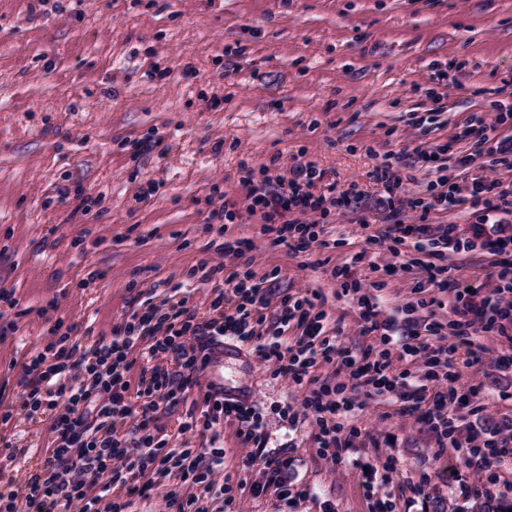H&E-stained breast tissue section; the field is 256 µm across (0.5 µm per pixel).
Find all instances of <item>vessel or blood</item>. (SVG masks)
I'll use <instances>...</instances> for the list:
<instances>
[{
  "mask_svg": "<svg viewBox=\"0 0 512 512\" xmlns=\"http://www.w3.org/2000/svg\"><path fill=\"white\" fill-rule=\"evenodd\" d=\"M247 366V361L234 345L221 343L212 346L206 363L207 391L230 402H247L250 389L241 378Z\"/></svg>",
  "mask_w": 512,
  "mask_h": 512,
  "instance_id": "vessel-or-blood-1",
  "label": "vessel or blood"
}]
</instances>
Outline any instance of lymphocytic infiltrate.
Listing matches in <instances>:
<instances>
[{"label": "lymphocytic infiltrate", "instance_id": "obj_1", "mask_svg": "<svg viewBox=\"0 0 512 512\" xmlns=\"http://www.w3.org/2000/svg\"><path fill=\"white\" fill-rule=\"evenodd\" d=\"M503 120L499 113L493 122L499 124ZM490 123L482 117L471 118L458 134L459 139L472 143L471 153L458 158L459 167L470 168L478 157L487 161L485 175L473 178L466 187L442 176L429 184L427 197L401 200L397 197L401 176L386 167L373 170L371 178L389 212L382 230L369 236L368 244L388 246L394 253L408 247L428 257L420 265L422 275L415 285L420 298L405 307L404 321L382 316L376 298L362 297V333L378 339L376 348L361 358H352L339 345L344 333L342 325L327 326L325 313L316 311L314 299L306 295L281 296L278 314L267 319L265 311L273 296L271 283L278 278V271L255 279L251 269L252 242H225L223 250L234 256L236 266L228 271L219 262L204 272V281L220 283L207 315H199L183 299L166 308L150 306L131 315L114 329L110 341H98L91 350L63 345L54 353L31 356L23 364V408L55 411L62 402L67 411L58 414L52 425L53 439L41 468L8 496L0 495V512H102L98 509L100 498L93 495L92 489L99 485L107 491L115 484L125 486L127 497L111 501L103 512H127L129 496L144 493L140 480L148 475L162 479L173 476L234 501V486H218L212 479L214 468L224 463L223 449H211L204 457L194 448H166L155 437L160 405H176L185 400L206 363L207 345L227 336L256 340L258 355L271 363L274 373L297 385L322 363L347 373L352 384L392 393L406 388L410 366L429 365L439 357L451 371L460 364L512 368L511 353L492 352L485 343L490 336L512 335V226L498 220L499 214L512 211V189L504 188L496 176L498 166L512 164V137H489ZM320 177L310 163L293 167L289 178L280 177L273 183L243 177L246 193L242 210L222 206L212 210L209 217L226 225L236 223L240 211L262 212L264 231L271 234L272 246L291 254L307 251L323 233L321 219L328 215L330 207L350 202L349 192L337 191L332 184L325 192L314 193ZM464 202L477 215L473 236L460 237L453 224L430 229L431 213ZM405 207L415 212V223L403 222L401 210ZM295 210L311 215V222H288V213ZM476 250L490 256L491 270L483 281L468 287L457 281L445 260L451 252ZM432 288L452 294L448 308L452 336L449 344L441 347L434 343L440 324L423 323L416 316L417 311L435 305V298L428 295ZM400 323L405 324L409 341L403 344L397 359L406 368L396 373L389 347ZM292 330L297 336L289 345L285 338ZM138 346L146 356L145 365L139 368L129 358L131 350ZM134 369L139 376L133 386L128 375ZM418 381V394L402 408V415L416 417L432 429L439 448L463 450L468 465L488 475L484 485H463L460 493L489 498L502 486L511 491L512 483H501L500 473L512 464V427L487 433L461 423L462 410L474 415L483 410L482 385L473 384L459 391L438 385L431 373L419 376ZM330 392V387H320L302 400L300 409H287L284 417L294 427L314 420V441L319 452L339 459L353 448L360 434L359 428L342 422L341 417L354 414L358 406L347 398L332 400ZM201 404L200 413H188L183 431L203 432L220 421L235 420L241 424L244 442L258 441L260 420L252 408L208 393ZM132 415L138 418L140 436L130 445L121 439L118 425ZM260 462L266 481L252 485L251 494L258 496L275 489L276 512H291L305 492L288 483L290 458L279 454L261 457Z\"/></svg>", "mask_w": 512, "mask_h": 512}]
</instances>
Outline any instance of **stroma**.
Returning <instances> with one entry per match:
<instances>
[{
  "label": "stroma",
  "instance_id": "35a3bbf8",
  "mask_svg": "<svg viewBox=\"0 0 512 512\" xmlns=\"http://www.w3.org/2000/svg\"><path fill=\"white\" fill-rule=\"evenodd\" d=\"M455 74V83L441 80ZM512 0H0V494L35 473L52 434L51 413L21 410L20 364L54 343L55 323L90 349L148 305L188 298L207 314L211 284L192 268L215 262L225 238L256 246L253 271L279 269L277 294L317 292V310L341 323V343L361 355L358 298L342 295L332 267L352 263L386 204L370 174L391 165L399 195L423 196L435 174L415 146H448L474 113L505 112L512 94ZM161 140L164 157L134 155L132 143ZM313 163L325 183L356 188L351 204L324 221L329 249L292 256L262 235L261 213L243 214L226 234L208 225L212 193L241 201L244 169L270 176ZM157 192L148 193L149 184ZM68 197H61V190ZM97 196L76 212L74 192ZM254 357L246 379L260 416L259 444L244 443L238 422L182 432L191 401L161 407L168 447L220 448L216 483L261 481L246 461L288 454L289 484L305 489L294 512H478L481 501L451 488L486 475L462 453L438 454L428 428L399 414L401 401L370 387L346 388L363 409L356 448L336 462L318 456L313 422L289 429L282 412L304 391ZM482 384L484 410L468 425L491 431L512 421V369H461L456 388ZM377 472L374 493L364 487ZM423 485L415 495L410 486ZM199 495L207 512H275L276 493L237 494L232 505L168 480L132 498L129 512H167L165 494Z\"/></svg>",
  "mask_w": 512,
  "mask_h": 512
}]
</instances>
